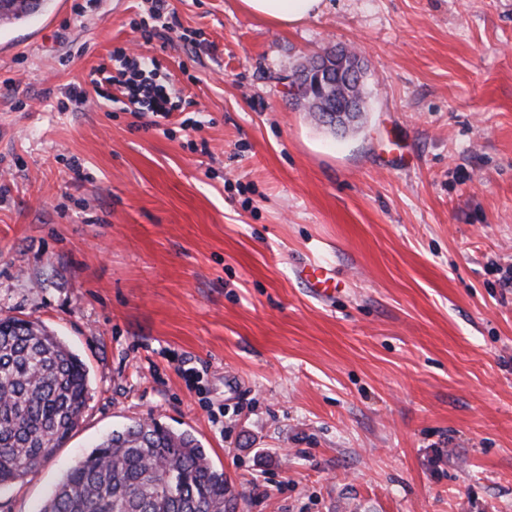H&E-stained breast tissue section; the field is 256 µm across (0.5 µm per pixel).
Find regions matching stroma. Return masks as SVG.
Listing matches in <instances>:
<instances>
[{
    "label": "stroma",
    "mask_w": 512,
    "mask_h": 512,
    "mask_svg": "<svg viewBox=\"0 0 512 512\" xmlns=\"http://www.w3.org/2000/svg\"><path fill=\"white\" fill-rule=\"evenodd\" d=\"M150 6L0 28V314L54 331L90 389L0 512L146 418L201 441L236 512H512V0H326L290 27L171 0L146 44ZM349 46L368 96L339 135L288 87ZM118 48L210 124L144 128L116 86L60 109ZM311 260L333 299L297 279ZM169 0H152V10L149 16L150 22L142 21L135 25V31L140 33L144 43L153 40H167L168 34L174 31L172 26L173 10Z\"/></svg>",
    "instance_id": "stroma-1"
}]
</instances>
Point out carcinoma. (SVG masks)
<instances>
[{
	"instance_id": "obj_1",
	"label": "carcinoma",
	"mask_w": 512,
	"mask_h": 512,
	"mask_svg": "<svg viewBox=\"0 0 512 512\" xmlns=\"http://www.w3.org/2000/svg\"><path fill=\"white\" fill-rule=\"evenodd\" d=\"M49 0H7L1 21H25ZM353 96L343 80L325 102ZM88 371L40 323L0 317V486L47 459L80 425ZM235 499L224 472L188 431L154 420L115 429L67 471L39 512H226Z\"/></svg>"
}]
</instances>
